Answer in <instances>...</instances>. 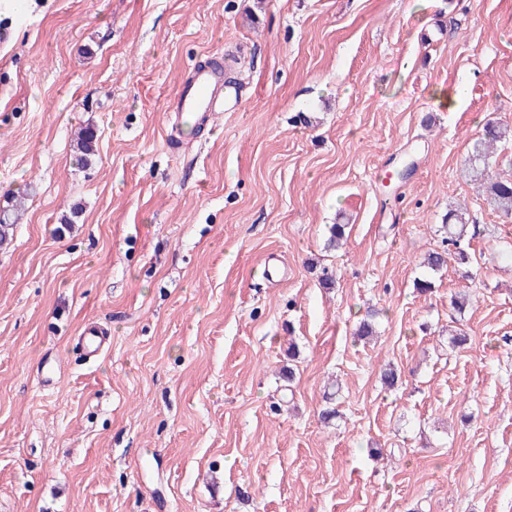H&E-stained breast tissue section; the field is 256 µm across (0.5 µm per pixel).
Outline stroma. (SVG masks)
<instances>
[{
    "label": "stroma",
    "instance_id": "obj_1",
    "mask_svg": "<svg viewBox=\"0 0 512 512\" xmlns=\"http://www.w3.org/2000/svg\"><path fill=\"white\" fill-rule=\"evenodd\" d=\"M4 25L0 512H512V219L464 174L512 122V0H13ZM208 58L237 100L175 118ZM458 205L475 259L424 273ZM97 134L91 129H81L75 133L73 138V148L78 153L77 161L85 163L90 160L96 152ZM11 209L0 210V246L8 244L10 240V232L13 231L15 224L19 222L23 215V202L14 200ZM107 336L98 325H89L78 337V344L91 357H98L108 350Z\"/></svg>",
    "mask_w": 512,
    "mask_h": 512
}]
</instances>
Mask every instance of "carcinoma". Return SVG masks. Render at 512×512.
Here are the masks:
<instances>
[{
  "instance_id": "obj_1",
  "label": "carcinoma",
  "mask_w": 512,
  "mask_h": 512,
  "mask_svg": "<svg viewBox=\"0 0 512 512\" xmlns=\"http://www.w3.org/2000/svg\"><path fill=\"white\" fill-rule=\"evenodd\" d=\"M506 136H512V128L501 126L494 122L486 123L483 137L473 146L471 173L480 180L486 201L504 216L512 217V173L502 175L493 171L496 153L495 144ZM97 134L90 128L81 129L75 133L73 148L77 152V161L85 163L96 152ZM23 202L15 201L10 209L0 210V246L10 240V232L23 215ZM445 245L456 248L454 258L457 263L465 265L470 262V256L459 248L460 242L468 236L469 219L466 211L459 209L448 213V223L443 225Z\"/></svg>"
}]
</instances>
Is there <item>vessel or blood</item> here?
Segmentation results:
<instances>
[{
	"label": "vessel or blood",
	"instance_id": "1",
	"mask_svg": "<svg viewBox=\"0 0 512 512\" xmlns=\"http://www.w3.org/2000/svg\"><path fill=\"white\" fill-rule=\"evenodd\" d=\"M224 106V67L209 60L197 66L180 84L170 108L176 115H189L208 123L212 112ZM88 356L96 357L108 349L107 336L100 326H87L78 338Z\"/></svg>",
	"mask_w": 512,
	"mask_h": 512
}]
</instances>
